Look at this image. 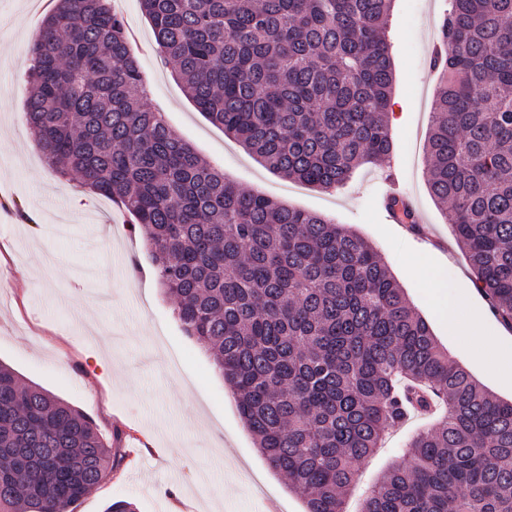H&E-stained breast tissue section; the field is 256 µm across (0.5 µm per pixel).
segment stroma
Masks as SVG:
<instances>
[{
	"mask_svg": "<svg viewBox=\"0 0 512 512\" xmlns=\"http://www.w3.org/2000/svg\"><path fill=\"white\" fill-rule=\"evenodd\" d=\"M54 0H0V362L90 414L104 438L121 434L122 461L70 512H105L115 499L137 512H305L303 500L270 470L241 420L208 350L188 338L175 301L159 286L141 233L112 199L78 179H58L24 120L27 49ZM148 101L194 151L245 191L352 227L379 252L438 343L484 389L504 401L492 370L450 337L434 311L423 267L444 265L469 283L473 273L450 233L452 215L428 189L425 146L438 75L431 67L445 0H394L388 40L395 85L388 159L356 169L327 192L270 170L225 135L186 95L160 58L140 0H118ZM396 173L434 237L402 236L380 206L384 175ZM425 414L389 427L384 448L359 466L347 508L402 457Z\"/></svg>",
	"mask_w": 512,
	"mask_h": 512,
	"instance_id": "35a3bbf8",
	"label": "stroma"
}]
</instances>
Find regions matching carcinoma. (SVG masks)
Listing matches in <instances>:
<instances>
[{
    "label": "carcinoma",
    "instance_id": "carcinoma-1",
    "mask_svg": "<svg viewBox=\"0 0 512 512\" xmlns=\"http://www.w3.org/2000/svg\"><path fill=\"white\" fill-rule=\"evenodd\" d=\"M394 0H140L188 97L271 170L333 190L392 148ZM426 144L474 284L512 323V0H449ZM26 121L53 171L116 200L306 512H347L387 427L443 408L359 512H512V402L448 357L375 248L243 191L148 106L110 0H57ZM120 459L83 410L0 363V512H69Z\"/></svg>",
    "mask_w": 512,
    "mask_h": 512
}]
</instances>
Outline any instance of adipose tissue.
<instances>
[{"instance_id": "1", "label": "adipose tissue", "mask_w": 512, "mask_h": 512, "mask_svg": "<svg viewBox=\"0 0 512 512\" xmlns=\"http://www.w3.org/2000/svg\"><path fill=\"white\" fill-rule=\"evenodd\" d=\"M424 278L432 291L436 313L447 321L449 330L465 340L478 356L492 359L500 367H512V332L502 327L494 339H487L484 327L488 304L475 286L448 278L440 267L426 270Z\"/></svg>"}]
</instances>
